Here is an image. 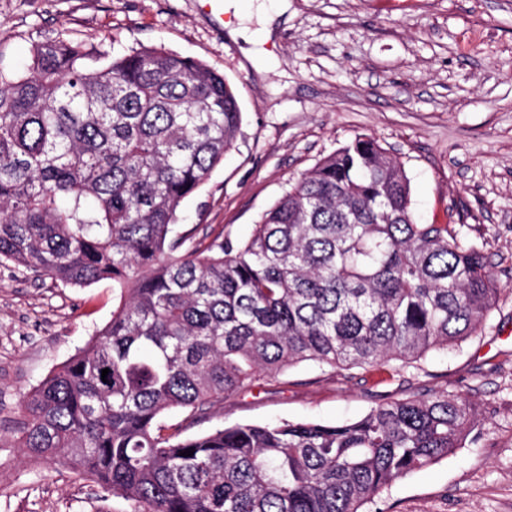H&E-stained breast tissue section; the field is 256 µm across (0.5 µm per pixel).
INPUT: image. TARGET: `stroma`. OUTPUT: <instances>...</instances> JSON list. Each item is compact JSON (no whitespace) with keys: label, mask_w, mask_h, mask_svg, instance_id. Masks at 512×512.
Returning a JSON list of instances; mask_svg holds the SVG:
<instances>
[{"label":"stroma","mask_w":512,"mask_h":512,"mask_svg":"<svg viewBox=\"0 0 512 512\" xmlns=\"http://www.w3.org/2000/svg\"><path fill=\"white\" fill-rule=\"evenodd\" d=\"M0 0V67L19 73L58 36L103 59L157 45L209 64L234 86L242 133L181 208L179 231L242 241L301 173L358 134L411 181L418 222L448 224L477 248L498 290L477 335L348 370L303 363L263 377L185 425L351 422L431 392L477 404L486 439L406 475L365 512H512V0ZM119 292L0 264V512H132L99 501L63 465L23 460L20 402L112 317Z\"/></svg>","instance_id":"stroma-1"}]
</instances>
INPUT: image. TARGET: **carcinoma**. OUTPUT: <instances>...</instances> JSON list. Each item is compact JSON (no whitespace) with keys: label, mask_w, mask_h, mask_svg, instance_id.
Masks as SVG:
<instances>
[{"label":"carcinoma","mask_w":512,"mask_h":512,"mask_svg":"<svg viewBox=\"0 0 512 512\" xmlns=\"http://www.w3.org/2000/svg\"><path fill=\"white\" fill-rule=\"evenodd\" d=\"M88 58L58 37L25 74L0 70V263L119 290L105 327L20 404L21 456L133 512H360L460 447L474 405L440 392L349 424L165 433L167 413L197 422L260 374L446 349L481 330L497 289L450 225L415 221L404 165L366 135L301 174L247 240L177 235L241 133L235 90L161 46Z\"/></svg>","instance_id":"carcinoma-1"}]
</instances>
